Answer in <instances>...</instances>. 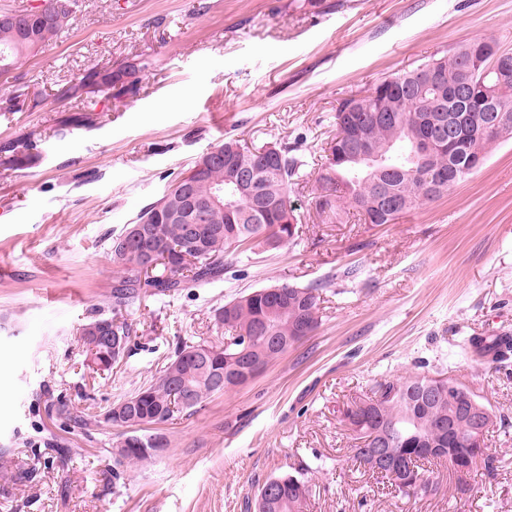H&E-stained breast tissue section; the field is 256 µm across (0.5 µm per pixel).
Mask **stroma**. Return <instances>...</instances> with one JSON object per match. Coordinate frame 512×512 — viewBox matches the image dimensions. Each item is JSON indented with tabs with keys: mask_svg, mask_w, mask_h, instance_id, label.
I'll use <instances>...</instances> for the list:
<instances>
[{
	"mask_svg": "<svg viewBox=\"0 0 512 512\" xmlns=\"http://www.w3.org/2000/svg\"><path fill=\"white\" fill-rule=\"evenodd\" d=\"M77 0L55 43L0 81V512H253L264 482L310 478L305 512H512V359L463 357L512 333V138L435 202L392 224L316 211L341 99L476 39L512 51V0ZM139 54L133 95L63 97ZM300 147L299 243L243 254L223 280L148 297L128 355L93 368L80 325L109 311L107 239L224 138ZM29 163L8 164V147ZM321 285L318 331L245 385L160 425L168 447L112 477L104 407L151 381L181 342L222 344L215 309L275 283ZM422 371L494 413L492 468L441 466L406 496L354 467L347 403ZM98 418L90 434L58 401ZM23 481H13L17 470Z\"/></svg>",
	"mask_w": 512,
	"mask_h": 512,
	"instance_id": "obj_1",
	"label": "stroma"
}]
</instances>
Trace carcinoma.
<instances>
[{
	"label": "carcinoma",
	"instance_id": "cac0c4a2",
	"mask_svg": "<svg viewBox=\"0 0 512 512\" xmlns=\"http://www.w3.org/2000/svg\"><path fill=\"white\" fill-rule=\"evenodd\" d=\"M71 0H43L40 7L52 24L46 26L30 17L29 11L17 13L15 26L0 25V64L17 66L54 42L71 22ZM469 43H464L439 56H433L417 67L394 73L381 81L366 96H351L336 107V136L325 156L320 175L322 192L314 197L320 213L336 211L337 187L345 190V201L363 216L366 224H390L400 215L427 205L460 183L469 179L487 160L499 142V137L478 133L477 121L482 116L485 88L497 87L499 108L512 113V66L508 72H487L491 57H486L479 70L469 72ZM148 63L135 55L120 67L109 71H94L91 77L111 86L128 78L123 92L137 90L139 74ZM470 79L473 85L468 103L458 106L448 91ZM461 114V138L445 151L427 154L424 142L431 134L430 119L437 104ZM383 108L388 118L369 122L374 110ZM355 125L366 128L363 151L347 148L349 129ZM235 164L255 170L254 177L239 184L238 209L233 214L215 213L208 224L198 225L201 252L186 260L178 248L182 246L183 225L168 223L157 213L159 207L177 189L174 180L167 191L146 206L135 222L153 224L156 233L143 248L157 251L160 262L151 272H141L139 255L120 248L122 234L110 238L109 254L116 266L117 277L112 281L111 314L98 313L86 324L109 321L112 334L130 337V327L124 313L133 308L142 296H171L188 284H212L223 279L224 256L235 254L242 245L278 247L284 242L295 243L299 238L300 219L289 204V192L300 178L306 161L296 154V148L263 145L250 147L236 139L215 145ZM202 154L194 165L205 164L197 183L199 197L208 196L213 186L224 184L231 176L227 164L207 163ZM319 285L297 286L281 283L259 288L233 297L217 310L218 322L224 325V345L209 346L211 357L194 364L191 353L201 344L183 342L159 371V375L128 398L133 403L131 414L118 422L127 428L164 424L179 415L194 412L207 398L223 394L238 386L233 355L243 350L259 359L266 367L282 356L288 348L303 341V327L314 333L321 324L319 316ZM264 322L272 335L285 340L279 349L266 347L253 335L257 323ZM228 385L220 388L217 380ZM185 382L188 401L172 395L171 381ZM434 377L425 374L408 376L397 381L377 384L367 409L358 408L359 400L347 406L344 417L357 433V439L373 434L384 437L390 457L404 463V469L389 477L391 486L410 496L437 490L426 475L424 464L442 465L455 469V456L475 457L479 448H468L462 439L468 434V423L455 404L448 400L431 402L422 395V386ZM58 417L87 430L91 421L74 414L69 405L60 403ZM454 421L452 436L437 434L438 424ZM442 442L451 454H428V443ZM277 494L265 512H305L310 496L309 480L300 472H284L270 477Z\"/></svg>",
	"mask_w": 512,
	"mask_h": 512
}]
</instances>
